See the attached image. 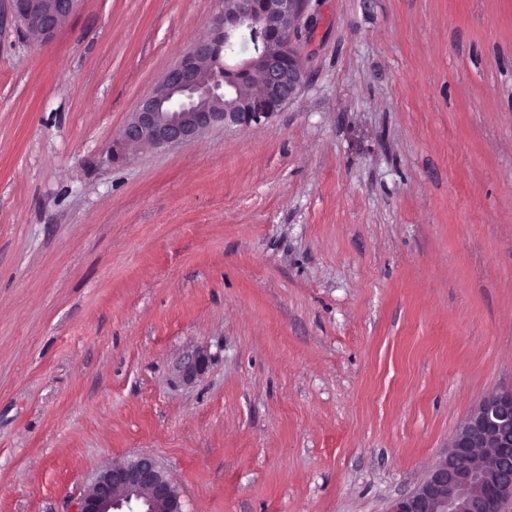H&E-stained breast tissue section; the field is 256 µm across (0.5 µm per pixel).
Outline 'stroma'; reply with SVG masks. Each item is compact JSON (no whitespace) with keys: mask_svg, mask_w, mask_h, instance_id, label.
<instances>
[{"mask_svg":"<svg viewBox=\"0 0 512 512\" xmlns=\"http://www.w3.org/2000/svg\"><path fill=\"white\" fill-rule=\"evenodd\" d=\"M221 7L0 0V512H386L512 385V0H310L281 112L113 159ZM16 21L27 32L50 39L78 9L81 0H9ZM76 512H181V504L155 460L140 456L100 473Z\"/></svg>","mask_w":512,"mask_h":512,"instance_id":"35a3bbf8","label":"stroma"}]
</instances>
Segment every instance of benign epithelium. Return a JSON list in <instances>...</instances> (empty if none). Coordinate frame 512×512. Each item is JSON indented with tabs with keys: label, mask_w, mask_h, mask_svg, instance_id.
I'll list each match as a JSON object with an SVG mask.
<instances>
[{
	"label": "benign epithelium",
	"mask_w": 512,
	"mask_h": 512,
	"mask_svg": "<svg viewBox=\"0 0 512 512\" xmlns=\"http://www.w3.org/2000/svg\"><path fill=\"white\" fill-rule=\"evenodd\" d=\"M24 30L49 39L78 9L81 0H9ZM309 0H236L214 16L207 37L195 41L180 61L141 99L122 127L126 150L186 146L217 125L248 127L271 118L293 100L304 67L292 39L310 26ZM251 24L258 53L232 73L215 66L224 41ZM259 90L225 100L246 82ZM512 501V387L488 392L461 421L448 448L429 467L411 494L387 512H503ZM77 512H181L179 495L149 456L112 465L100 473Z\"/></svg>",
	"instance_id": "obj_1"
}]
</instances>
